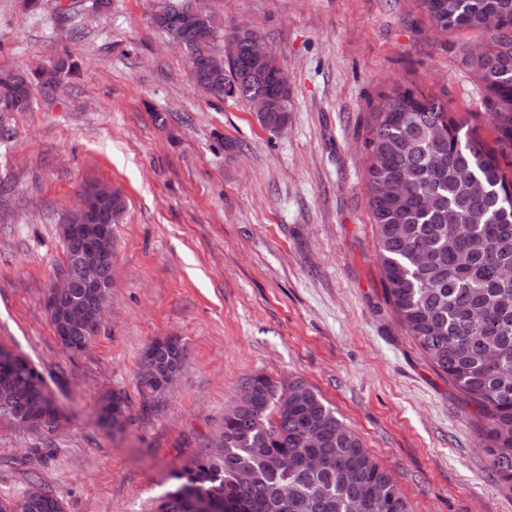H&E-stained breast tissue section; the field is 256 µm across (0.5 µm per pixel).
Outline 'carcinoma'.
Listing matches in <instances>:
<instances>
[{
    "label": "carcinoma",
    "instance_id": "obj_1",
    "mask_svg": "<svg viewBox=\"0 0 512 512\" xmlns=\"http://www.w3.org/2000/svg\"><path fill=\"white\" fill-rule=\"evenodd\" d=\"M439 33L472 31L483 36L482 53L465 55L485 89L483 115L493 142L467 115L416 84L397 83L371 108L365 147L368 206L377 228V260L385 298L427 361L448 378L482 423L494 467L512 480V0H416ZM156 28L189 35L187 52L201 58L208 40L188 28L193 0L167 4ZM499 26L486 33V19ZM253 69L248 47L230 68L227 85L212 96H238L250 103L282 94L278 64ZM31 79L21 72L0 75V104L14 112L31 107ZM107 220L125 209L120 192L109 196ZM64 273L71 299L100 316L112 288V269L97 271L99 295L84 292L88 270L79 238L63 240ZM89 341L72 330L64 349L76 354ZM186 348L180 339L153 342L140 373L141 395L150 404L156 378L180 374ZM36 368L19 357L0 364V419L25 416L50 394L37 391ZM249 405L224 412L222 446L199 437L198 450L172 471L177 484L151 512H190L185 492L199 508L222 512H411L391 473L376 461L308 382H281L264 374L245 377ZM100 424L114 432L129 422L125 395L109 391L97 404ZM66 512L48 487L32 479L21 497L0 499V512Z\"/></svg>",
    "mask_w": 512,
    "mask_h": 512
}]
</instances>
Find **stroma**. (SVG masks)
Here are the masks:
<instances>
[{
	"label": "stroma",
	"mask_w": 512,
	"mask_h": 512,
	"mask_svg": "<svg viewBox=\"0 0 512 512\" xmlns=\"http://www.w3.org/2000/svg\"><path fill=\"white\" fill-rule=\"evenodd\" d=\"M159 0H0V73L67 56L27 112L0 108V344L29 359L61 413L45 436L0 419V498L34 468L66 512H148L213 433L246 376L312 384L393 472L413 512H512L462 395L406 336L384 298L367 205L371 106L397 82L481 117L463 60L476 33L438 34L415 0H197L247 25L288 75V127L198 89L152 23ZM96 180L120 187L115 275L99 335L72 357L44 300L64 267L59 227ZM179 337L182 374L144 404L148 345ZM132 421L102 428V391Z\"/></svg>",
	"instance_id": "stroma-1"
}]
</instances>
